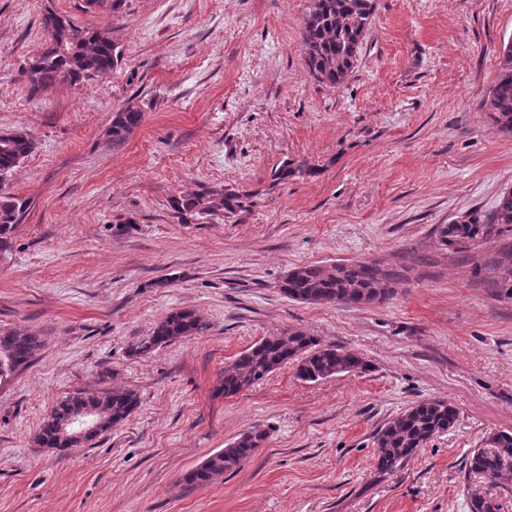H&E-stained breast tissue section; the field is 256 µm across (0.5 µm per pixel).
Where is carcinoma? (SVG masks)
<instances>
[{
  "mask_svg": "<svg viewBox=\"0 0 512 512\" xmlns=\"http://www.w3.org/2000/svg\"><path fill=\"white\" fill-rule=\"evenodd\" d=\"M302 21L301 50L305 65L318 82L330 87L344 83L358 60L360 44L374 12L373 0H309ZM46 45L25 67L29 93L35 97L58 85H77L106 79L121 65L122 46L108 29L80 27L53 12L43 18ZM482 107L504 133L512 132V40L503 44L495 83ZM143 110L127 106L113 114L108 135L115 147L122 146L143 121ZM33 142L22 130L0 134V184L29 156ZM313 175L310 169L286 162L274 171L275 180ZM238 196L212 189L177 202V212L211 216L230 210ZM27 202L0 192V251L11 247L15 226L24 217ZM512 225V192L500 196L491 222L480 223L474 215L442 224L438 235L443 245L457 252L478 246L494 232ZM491 287L512 298V249L503 253L494 267ZM396 270L386 271L375 263L360 261L330 265H300L288 271L280 290L288 298L315 305L385 304L396 295ZM209 323L192 310H176L158 321L152 332L129 346L132 356H145L180 339L203 336ZM41 348L37 336L21 331L0 333V380L34 360ZM295 364L296 377L317 382L342 373L364 372L361 357L331 344H322L300 329L262 338L224 366L220 389L234 396L254 386L282 365ZM139 406L138 394L128 388L112 387L98 392L79 391L61 399L43 419L35 436L42 448H74L93 445L97 438L127 420ZM91 414L98 422L95 431L83 437H68L64 429ZM457 411L446 399H428L410 405L397 417L383 423L374 436L376 471L390 475L403 468L434 436L453 428ZM265 440L264 433L242 434L184 475L182 482L200 487L233 472L246 463ZM467 476L478 482L467 487L469 512H500L498 489L512 484V432L489 434L481 447L473 449L466 462Z\"/></svg>",
  "mask_w": 512,
  "mask_h": 512,
  "instance_id": "cac0c4a2",
  "label": "carcinoma"
}]
</instances>
